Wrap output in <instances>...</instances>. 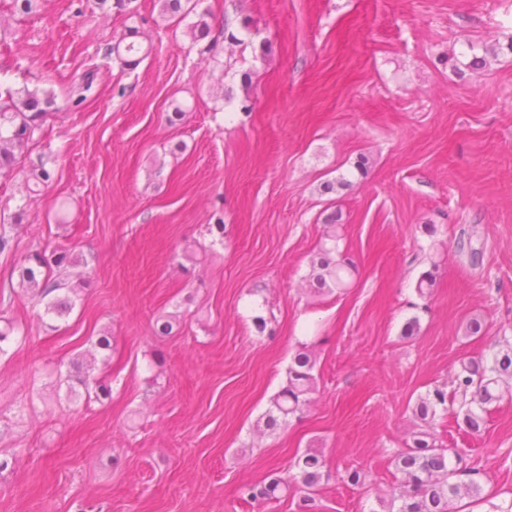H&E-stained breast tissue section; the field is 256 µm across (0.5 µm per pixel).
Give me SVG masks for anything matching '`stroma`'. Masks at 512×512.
Segmentation results:
<instances>
[{
	"label": "stroma",
	"instance_id": "1",
	"mask_svg": "<svg viewBox=\"0 0 512 512\" xmlns=\"http://www.w3.org/2000/svg\"><path fill=\"white\" fill-rule=\"evenodd\" d=\"M96 2L23 14L0 0V92L60 98L99 70L96 94L51 113L29 148L54 172L41 195L0 173L16 239L0 288L34 245L72 250L90 277L63 318L19 292L0 303L18 329L0 354V455L13 460L0 512H297V493L247 505L238 489L293 474L310 448L330 471L318 512H378L410 404L460 358L512 340V0H201L197 41L154 0ZM129 25L153 50L123 71L103 49ZM333 212L356 271L315 296L306 278ZM474 317L479 338L464 334ZM104 333L111 349L95 346ZM302 342L317 390L287 428L257 435ZM89 354L109 399L64 382ZM437 430L468 450L485 495L512 501V395L481 436L451 419Z\"/></svg>",
	"mask_w": 512,
	"mask_h": 512
}]
</instances>
